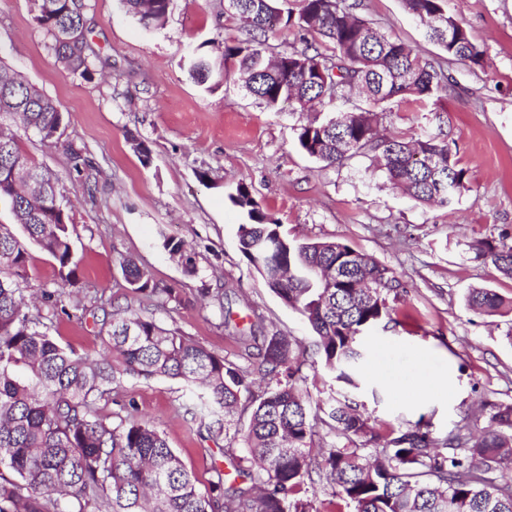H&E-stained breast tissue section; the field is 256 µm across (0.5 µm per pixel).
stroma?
<instances>
[{
  "instance_id": "35a3bbf8",
  "label": "stroma",
  "mask_w": 512,
  "mask_h": 512,
  "mask_svg": "<svg viewBox=\"0 0 512 512\" xmlns=\"http://www.w3.org/2000/svg\"><path fill=\"white\" fill-rule=\"evenodd\" d=\"M343 4L444 70L445 89L421 103L384 104L377 129L448 144L467 172L451 206L411 200L373 156L329 166L305 155L297 127L332 117L333 106H266L244 94L233 68L212 88L197 85L189 75L192 56L215 54L238 35L224 0H171L164 25L151 30L121 0H88L91 37L112 60L111 71L89 78L57 60L33 0H0V64L20 72L64 114L54 144L14 129L24 154L62 175L61 199L70 205L77 290L63 292L56 261L34 244L24 283L61 290L51 328L59 343L98 351L95 311L113 303L144 311L231 360L237 349L223 326L227 318L311 345L307 320L266 287L238 250L237 230L248 216L229 196L243 183L288 239L347 244L405 284L397 323H381L363 340L366 366L378 371L355 392L368 415L393 423L422 418L445 434L482 401L512 402V311L486 315L466 303L474 288L512 301V278L475 250L484 240L512 243V0H447L449 14L484 52L479 65L452 59L428 41L402 0ZM136 139L151 147L150 164L134 151ZM74 149L87 161L79 170ZM168 238L185 241L195 275L165 248ZM123 257L146 268L159 287L175 289L177 300L133 292L119 265ZM418 351L428 370L448 374L456 387L452 402L394 398V382L418 373ZM188 397L179 381L130 377L96 409L156 425L199 486L216 467L227 484L239 485L223 440L186 415Z\"/></svg>"
}]
</instances>
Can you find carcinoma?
<instances>
[{"label": "carcinoma", "instance_id": "obj_1", "mask_svg": "<svg viewBox=\"0 0 512 512\" xmlns=\"http://www.w3.org/2000/svg\"><path fill=\"white\" fill-rule=\"evenodd\" d=\"M146 27L165 23L170 0H121ZM241 37L224 46L222 64L248 74L244 90L275 107L284 102L303 112L315 101H350L358 90L375 105L398 97L423 100L447 80L444 72L406 44L341 5L340 0H300L298 23L306 47L272 62L266 37L280 19L278 0H226ZM405 9L430 22L427 35L448 56L479 64L484 52L446 9V0H403ZM35 20L53 39L58 60L92 75L101 60L89 40L82 0H34ZM313 40H308V37ZM327 43L321 51L314 38ZM190 72L204 85L220 76L206 59L191 60ZM0 204L29 240L50 254L63 281L75 274L69 213L53 206L58 177L26 156L3 121L20 122L44 142L62 124L51 98L19 73L0 66ZM298 145L329 165L372 153L390 183L414 201L442 206L465 188L466 170L452 150L432 138L381 135L374 113L351 105L323 123L299 129ZM247 212L238 246L248 264L281 301L298 310L315 335L306 357L297 341L279 331L235 330L230 339L249 362L219 356L154 318L117 307L103 311L101 350L79 354L50 334L58 293H27V244L0 229V512H339L317 506L316 485L325 483L350 512H512V484L496 471H512V404L485 402L475 420L446 435L418 419L395 425L373 419L351 395L312 403L299 389L303 369L321 365L356 389L365 357L360 339L385 320L393 321L403 282L387 266L336 241H290L268 221L247 185L229 195ZM164 246L193 275L197 268L185 244ZM478 255L512 277V244L481 241ZM131 288L162 292L131 259L120 262ZM344 268L333 288L323 276ZM469 306L498 312L504 301L493 291L473 289ZM127 377L171 378L195 395L186 413L215 438L248 482L225 487L215 469L205 489L197 486L159 429L128 415L99 417L93 406ZM248 414L241 422L236 414ZM336 444L317 443L319 429ZM242 444L245 455L236 454Z\"/></svg>", "mask_w": 512, "mask_h": 512}]
</instances>
